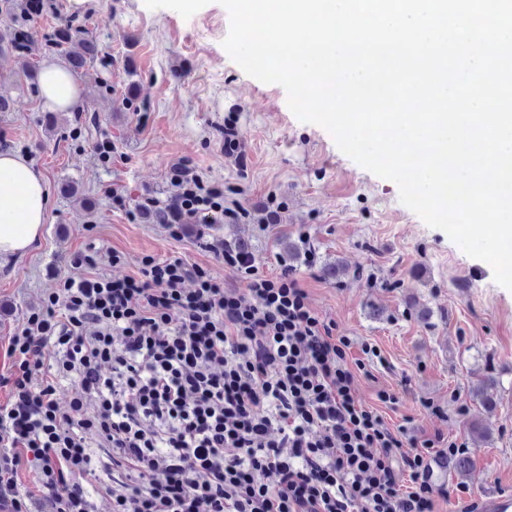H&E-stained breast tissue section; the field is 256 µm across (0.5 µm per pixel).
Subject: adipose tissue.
I'll return each mask as SVG.
<instances>
[{"mask_svg":"<svg viewBox=\"0 0 512 512\" xmlns=\"http://www.w3.org/2000/svg\"><path fill=\"white\" fill-rule=\"evenodd\" d=\"M40 94L54 111L78 109L79 91L71 74L57 63H44ZM49 195L44 177L26 157L0 154V258L22 256L48 219Z\"/></svg>","mask_w":512,"mask_h":512,"instance_id":"1","label":"adipose tissue"}]
</instances>
